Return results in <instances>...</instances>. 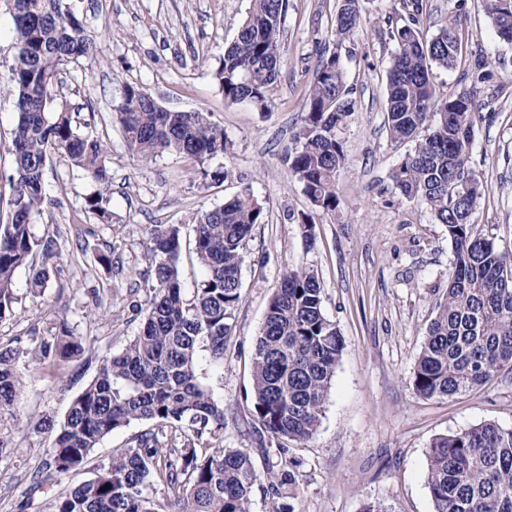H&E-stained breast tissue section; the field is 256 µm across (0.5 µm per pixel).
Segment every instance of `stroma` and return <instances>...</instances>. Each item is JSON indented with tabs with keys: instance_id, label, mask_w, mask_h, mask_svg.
<instances>
[{
	"instance_id": "obj_1",
	"label": "stroma",
	"mask_w": 512,
	"mask_h": 512,
	"mask_svg": "<svg viewBox=\"0 0 512 512\" xmlns=\"http://www.w3.org/2000/svg\"><path fill=\"white\" fill-rule=\"evenodd\" d=\"M338 0H288L281 30L280 76L269 92V111L231 104L213 77L225 44L242 23L250 0H76L94 56L69 64L56 88L78 127L109 151L112 221L97 223L84 211L97 186L60 154L47 165L46 203L32 218L36 235L57 238L65 259L42 296L28 291V272L15 278V316L0 320V347H29L67 322L97 355L116 354L136 336L145 293L130 294L134 270L143 269L148 230L154 224L191 226L198 213L251 188L266 210L244 249L241 298L221 374L204 378L214 396L233 406L224 429L228 448L254 447L252 355L267 304L286 269L310 270L323 288V312L340 331L345 349L327 393L318 430L306 443H289L298 461L296 485L281 489L295 512H434L426 482V451L436 437L484 422L512 427V369L503 368L481 390L426 399L412 386L414 364L434 306L448 285L453 250L444 225L426 206L392 192L390 176L410 151L391 141L386 126V83L395 45L387 18L398 0H361L364 26L353 40L334 36ZM425 35L449 15L463 19L459 67L435 70L438 94L458 92L474 60L492 66L476 89L483 116L475 127L470 166L486 191L471 220L479 232L512 249V46L495 36L483 0H424ZM339 53L356 102L341 127L348 168L336 182L340 211L315 213L302 185L288 171L305 96L321 57ZM143 87L163 107L202 109L224 132L229 150L224 182H206L199 167L166 154L150 164L127 151L115 112L125 85ZM17 122L9 95L0 93V223L7 220L10 153ZM314 214L312 233L303 215ZM89 229L90 245L117 247L121 268L74 258L76 228ZM26 379L14 423L0 431L14 451L0 467V512H19L33 500L51 512L66 489L89 470L47 482L31 494L32 475L48 460L47 437L34 431L44 415L63 421L72 399L93 378L96 362L78 358L58 374L38 369Z\"/></svg>"
}]
</instances>
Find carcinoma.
I'll use <instances>...</instances> for the list:
<instances>
[{
	"mask_svg": "<svg viewBox=\"0 0 512 512\" xmlns=\"http://www.w3.org/2000/svg\"><path fill=\"white\" fill-rule=\"evenodd\" d=\"M496 36L512 44V0H484ZM288 0H251L247 17L225 48L214 79L230 104L268 107L279 78L281 27ZM423 0H399L388 17L396 49L388 68L385 125L395 143H413L392 175L394 193L426 205L448 232L454 260L448 287L435 304L416 360L412 385L425 398L472 392L506 366L512 368V250L475 230L473 208L485 186L470 176L474 128L481 115L476 84L486 63L471 71V86L443 99L433 70L453 68L463 27L451 15L436 34L422 31ZM17 53L5 92L17 123L12 132L14 174L9 177L7 222L0 224V319L15 314V275L29 269V288L40 293L49 269L62 260L57 240L36 236L31 219L45 201L44 173L55 153L66 156L98 184L85 212L112 222L108 152L98 137L73 124L54 88L62 68L92 52L83 21L66 0H12ZM362 26L360 0H340L337 43ZM355 111L340 56L320 61L304 101V116L287 154L293 176L315 208L339 211L336 180L346 157L338 130ZM118 118L129 153L150 163L165 153L193 159L201 174L222 181L229 170L209 164L224 156V131L210 114L169 110L143 88L125 85ZM428 133L420 135V130ZM265 207L249 189L200 212L192 224L194 253L203 269L191 297L181 285L182 227L153 224L137 287L148 306L141 332L118 354L102 357L96 373L73 399L60 424L44 417L33 429L49 434L46 474L34 488L85 468L94 448L134 421L152 428L137 435L92 476L61 494L53 512H252L260 480L247 448L224 447L228 408L200 377L202 365L216 370L241 297L242 251L253 228L265 223ZM41 256V264L31 262ZM39 360L65 366L91 350L67 327L32 338ZM344 345L323 312V288L303 267L287 270L270 298L253 352V417L268 434L265 455L287 442H306L317 431L325 398ZM29 351L0 348V430L25 390ZM297 463L270 472L264 493L279 498L297 481ZM427 485L434 512H512V429L484 423L433 440L427 451ZM167 488L163 498L153 487Z\"/></svg>",
	"mask_w": 512,
	"mask_h": 512,
	"instance_id": "obj_1",
	"label": "carcinoma"
}]
</instances>
